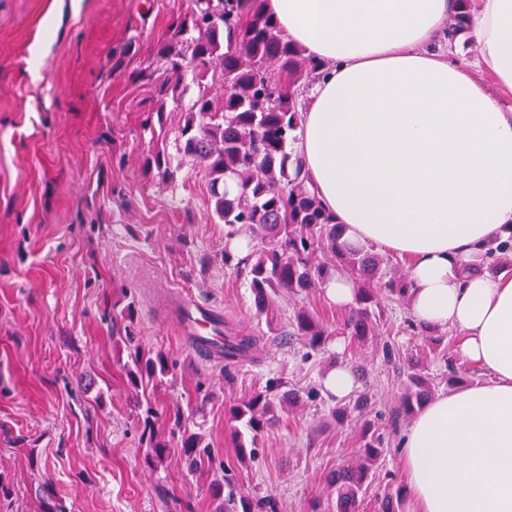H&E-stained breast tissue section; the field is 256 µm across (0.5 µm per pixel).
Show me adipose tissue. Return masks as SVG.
<instances>
[{
    "label": "adipose tissue",
    "mask_w": 512,
    "mask_h": 512,
    "mask_svg": "<svg viewBox=\"0 0 512 512\" xmlns=\"http://www.w3.org/2000/svg\"><path fill=\"white\" fill-rule=\"evenodd\" d=\"M464 40L499 93L434 45L456 0H262L320 64L289 151L342 241L406 260L412 320L461 339L485 381L410 424L407 512H512V273L462 276L512 238V0H474Z\"/></svg>",
    "instance_id": "ef3b65f1"
}]
</instances>
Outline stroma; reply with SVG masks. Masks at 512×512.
Listing matches in <instances>:
<instances>
[{"label": "stroma", "instance_id": "35a3bbf8", "mask_svg": "<svg viewBox=\"0 0 512 512\" xmlns=\"http://www.w3.org/2000/svg\"><path fill=\"white\" fill-rule=\"evenodd\" d=\"M193 0H0V512H42L50 491L67 512H216L221 464L244 492L279 512L327 506L326 474L358 456L361 423L339 427L320 378L350 365L357 393L375 395L366 420L384 437L358 512H378L387 473L401 472L410 418L391 427L404 370L422 337L405 331L407 305L384 317L399 350L335 334L319 351L268 331L244 277L225 269L224 227L205 173L176 149L182 114L158 85L170 76L156 46ZM148 70L151 80L132 81ZM178 164L175 189L148 166ZM137 304L142 348L175 369L145 390L169 453L145 461L149 439L128 385V348L112 338L114 302ZM193 299L242 335L258 358L233 369L195 352L176 310ZM282 380L301 395L277 402V424L239 460L228 408ZM317 398H308L309 390ZM200 433L213 465L189 472L169 430L175 416Z\"/></svg>", "mask_w": 512, "mask_h": 512}]
</instances>
